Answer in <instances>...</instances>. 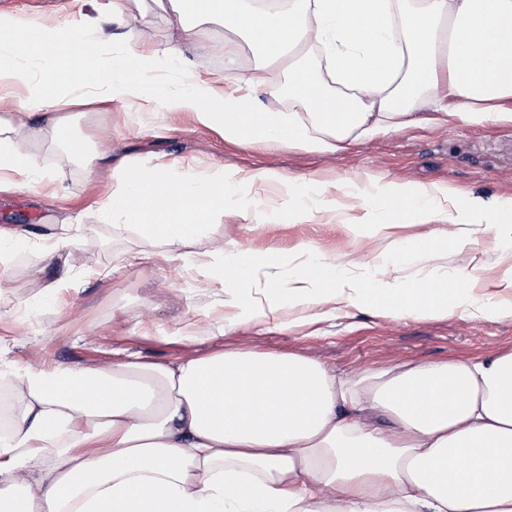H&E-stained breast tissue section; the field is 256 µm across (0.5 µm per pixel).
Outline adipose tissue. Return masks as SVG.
Returning a JSON list of instances; mask_svg holds the SVG:
<instances>
[{
  "instance_id": "ef3b65f1",
  "label": "adipose tissue",
  "mask_w": 512,
  "mask_h": 512,
  "mask_svg": "<svg viewBox=\"0 0 512 512\" xmlns=\"http://www.w3.org/2000/svg\"><path fill=\"white\" fill-rule=\"evenodd\" d=\"M179 29L162 49L132 38L120 56L92 24L58 23L0 9V100L40 108L31 137L70 145L65 109L155 102L248 146L339 152L366 136L425 123V92L444 85L455 119L512 123V0H289L255 8L244 0H171ZM219 22L247 40L261 63L247 85L260 96L285 59L288 97L255 106L235 84L191 78L159 91L168 65ZM320 46L328 93L299 56ZM0 114V173L48 180L36 155L17 147ZM217 176L185 178L161 160L128 167L101 204L113 224L135 226L169 259L222 215L234 191L258 184L288 198V217H315L303 182L239 171L213 194ZM390 236L405 224L481 223L493 212L512 225V200L456 206L454 190L393 184L363 199ZM392 239V237H391ZM448 238L392 239L374 270L354 277L318 258L261 298L238 285L269 254L250 247L219 263L235 305L254 321L266 296L296 310L364 307L390 316L441 317L449 303L476 306L462 270L397 278L415 253H446ZM11 391L0 430V512H512V351L480 359L402 363L357 380L299 353L215 350L171 363L128 355L110 371L46 365L20 369L0 356Z\"/></svg>"
}]
</instances>
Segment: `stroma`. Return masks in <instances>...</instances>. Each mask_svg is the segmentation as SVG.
Segmentation results:
<instances>
[{
  "instance_id": "1",
  "label": "stroma",
  "mask_w": 512,
  "mask_h": 512,
  "mask_svg": "<svg viewBox=\"0 0 512 512\" xmlns=\"http://www.w3.org/2000/svg\"><path fill=\"white\" fill-rule=\"evenodd\" d=\"M109 6L110 0H0V9L29 15L50 11L62 22L96 19L117 53L129 28L153 48L164 47L174 35L158 0H139L125 29L113 25ZM233 37L224 25L209 24L206 37L187 48L184 61L169 72L167 88L193 76L221 88L249 74L256 59L248 45H241L236 61L224 55V43ZM0 110L15 113L22 130L18 146L35 153L53 178L48 184L15 174L0 189V230L24 237L21 249L0 266V309L6 312L0 318V353L18 365L107 371L128 353L174 362L223 348L301 353L358 376L404 362L512 351V256L500 246L512 238L506 228L495 232L485 224L449 223L403 228L406 236L435 229L457 244L438 260L423 254L406 260L400 269L404 279L435 271L453 274L468 264L480 279L482 311L452 308L440 318L401 319L350 308L295 329L274 319L259 324L246 310L227 304L224 285L210 265L212 255L227 250L257 246L276 252L278 265L255 275L251 286L256 289L268 275L288 278L312 251L337 262L354 256L373 262L386 241L374 225L353 224L348 182L371 191L393 182L447 185L456 189L463 207L475 198L490 203L512 197V124L439 120L376 134L344 152L320 154L300 147L245 148L189 115L116 101L70 117L77 138L98 157L90 171L65 148L26 138L25 128L36 123L34 114L18 113L9 100L0 102ZM156 157L185 176L267 170L309 180L310 198L330 204L336 218L257 223L252 216L264 210L267 193L259 186L242 188L232 198L230 214L216 217L182 248L179 260H167L134 229L109 224L100 209L122 175L120 162ZM64 234L70 237L69 263L47 262L45 251ZM53 282L60 290L43 294L41 285Z\"/></svg>"
}]
</instances>
